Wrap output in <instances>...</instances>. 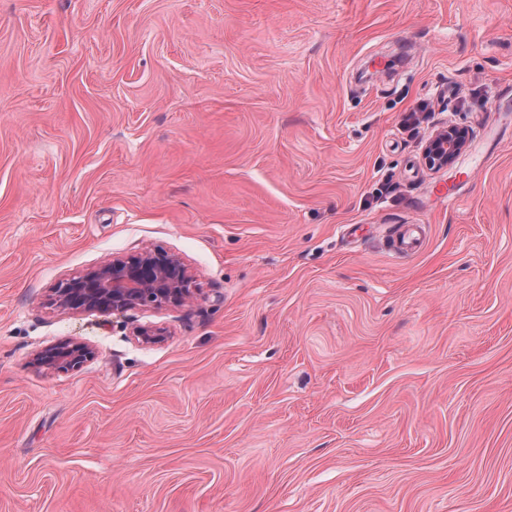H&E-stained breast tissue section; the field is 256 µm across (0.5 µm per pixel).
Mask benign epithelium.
I'll list each match as a JSON object with an SVG mask.
<instances>
[{"label":"benign epithelium","mask_w":512,"mask_h":512,"mask_svg":"<svg viewBox=\"0 0 512 512\" xmlns=\"http://www.w3.org/2000/svg\"><path fill=\"white\" fill-rule=\"evenodd\" d=\"M466 130L448 125L435 131L425 147V162L451 169L468 148ZM193 275L181 258L165 251H145L114 257L98 269L73 277L54 293L62 310L124 312L144 306L181 305L193 299ZM89 357L86 346L64 342L37 355L36 361L54 370H69Z\"/></svg>","instance_id":"1"}]
</instances>
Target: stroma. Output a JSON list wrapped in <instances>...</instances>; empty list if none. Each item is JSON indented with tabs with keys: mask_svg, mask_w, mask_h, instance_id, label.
<instances>
[{
	"mask_svg": "<svg viewBox=\"0 0 512 512\" xmlns=\"http://www.w3.org/2000/svg\"><path fill=\"white\" fill-rule=\"evenodd\" d=\"M0 512H512V0H0ZM469 137L466 130L455 125L435 131L425 147V162L434 168L455 166L461 154L468 148ZM193 279L178 256L145 251L112 257L98 269L69 279L55 291L54 304L61 310L112 312L181 305L194 297ZM86 346L75 342H64L37 355L36 361L46 368L69 370L79 366L89 357Z\"/></svg>",
	"mask_w": 512,
	"mask_h": 512,
	"instance_id": "1",
	"label": "stroma"
}]
</instances>
